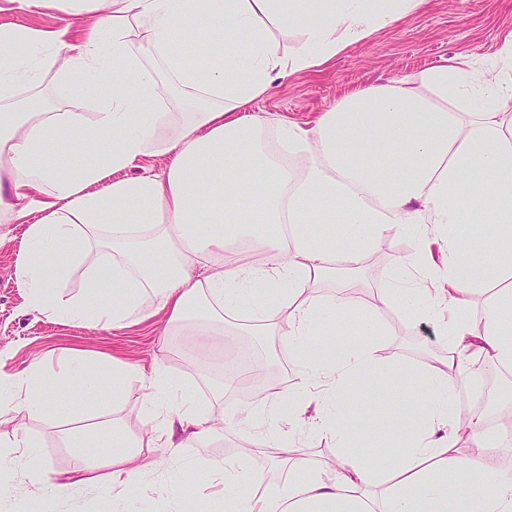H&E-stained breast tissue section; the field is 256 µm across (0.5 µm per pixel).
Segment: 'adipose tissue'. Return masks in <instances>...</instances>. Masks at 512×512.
Listing matches in <instances>:
<instances>
[{"instance_id": "adipose-tissue-1", "label": "adipose tissue", "mask_w": 512, "mask_h": 512, "mask_svg": "<svg viewBox=\"0 0 512 512\" xmlns=\"http://www.w3.org/2000/svg\"><path fill=\"white\" fill-rule=\"evenodd\" d=\"M6 9L91 15L96 22L79 45L59 34L0 27V240L8 226L29 219L26 256L16 277L31 310L100 328L129 325L146 298L169 323L192 325L213 312L259 323L287 316L288 345L302 354L300 384L269 389L244 407L241 420L260 425L243 456L262 454L287 465V488L258 496L244 469L221 475L224 512H512V472L494 455L460 454L459 392L482 362L512 368V41L502 70L486 78L469 60L439 64L343 97L315 125L278 124L289 148L309 161L295 171L267 153L268 117L248 111L275 79L319 67L372 36L424 0H0ZM314 22L296 51L281 48L274 30L300 17ZM216 28L205 59L196 35ZM53 73L78 88L96 110L14 111L21 84ZM192 103L185 120L164 106L171 90ZM149 154L170 156L160 172L126 176ZM220 231L199 230L202 217ZM494 230L490 256L469 253L462 224ZM349 231L337 243L335 225ZM413 230L415 272L383 290L365 314L395 304L434 320L448 355L418 376L417 430L398 459L351 453L362 431L338 413L352 379L374 361L360 335L350 352L322 363L306 359L324 312L315 285L335 278L329 263L344 252L363 259L370 243L390 231ZM87 288L63 297L59 283L73 266ZM491 294L480 316L475 295ZM147 383V409L163 447L179 450L176 432L203 440L216 432L185 390L162 371L80 359L47 370L43 362L7 378L10 397L43 414L46 386L89 392L102 377ZM288 420L335 441L330 467L313 466L296 448ZM118 453L101 455L116 498L133 480L154 474L135 464L138 436L112 432ZM76 464L51 492L30 499L27 512H55L59 496L85 485L86 438L66 437ZM0 470H21L34 484L44 467L24 428L13 432ZM391 487L382 501L370 489Z\"/></svg>"}]
</instances>
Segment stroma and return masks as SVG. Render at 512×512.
Masks as SVG:
<instances>
[{
	"instance_id": "obj_1",
	"label": "stroma",
	"mask_w": 512,
	"mask_h": 512,
	"mask_svg": "<svg viewBox=\"0 0 512 512\" xmlns=\"http://www.w3.org/2000/svg\"><path fill=\"white\" fill-rule=\"evenodd\" d=\"M90 24L86 15L36 10L0 12V25L62 31L74 44L81 42ZM511 36L512 0H425L416 11L351 45L324 65L275 80L269 93L250 103L248 109L310 127L353 90L417 73L447 60L466 58L480 65L491 63ZM11 230V239L0 243V373L16 376L36 359L55 366L74 357L107 364L118 360L147 370L157 367L186 388L205 416L223 418L224 434L205 444L188 441L181 457H174L152 436L143 384L136 380L125 383L122 396L116 400L112 397V379L107 376L89 394L48 389V406L41 416H30L7 401L0 403V445L9 443L16 426H24L36 440L47 479L52 482L74 465V453L65 446L64 434L91 431L117 420L139 436V461L156 466L153 479L128 494L121 512H165L184 457L196 460L198 472L191 483L183 486V493L196 499L200 512H224L223 503L211 496L208 485L215 477L216 466H239L238 450L251 433L239 412L253 398L240 387L221 390L223 376L211 364L212 358L220 354L219 346L205 349L197 337L175 336L166 316L151 306L135 324L109 329L49 321L29 311L15 279L24 227L15 224ZM416 253L414 235L400 230L380 237L357 267L337 260V270H352L365 292L364 297L352 300V307L366 306L369 296L389 287L399 269L414 262ZM367 324L374 331V356L381 375L366 376L346 393L344 409L383 425L384 440L364 436L358 451L392 457L405 442L404 423L417 392L415 373L432 359L446 356L448 343L434 322L413 319L392 305L368 323L358 317H345L324 326L311 348L318 353L331 346L348 351Z\"/></svg>"
}]
</instances>
